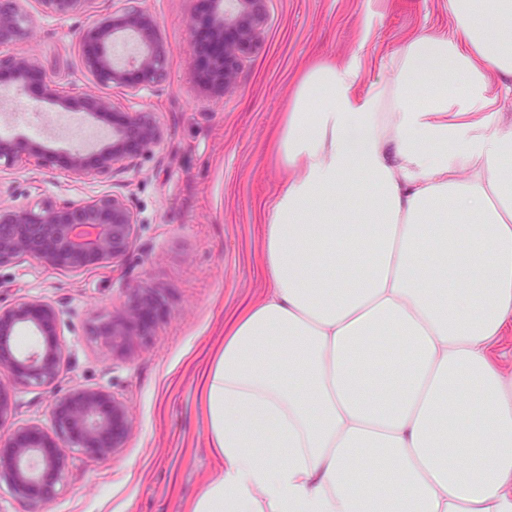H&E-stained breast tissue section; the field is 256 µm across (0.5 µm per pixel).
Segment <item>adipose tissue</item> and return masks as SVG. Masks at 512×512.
I'll return each mask as SVG.
<instances>
[{
	"mask_svg": "<svg viewBox=\"0 0 512 512\" xmlns=\"http://www.w3.org/2000/svg\"><path fill=\"white\" fill-rule=\"evenodd\" d=\"M448 13L365 94L356 56L301 75L186 512H512V0Z\"/></svg>",
	"mask_w": 512,
	"mask_h": 512,
	"instance_id": "adipose-tissue-1",
	"label": "adipose tissue"
}]
</instances>
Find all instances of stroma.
<instances>
[{
  "label": "stroma",
  "instance_id": "stroma-1",
  "mask_svg": "<svg viewBox=\"0 0 512 512\" xmlns=\"http://www.w3.org/2000/svg\"><path fill=\"white\" fill-rule=\"evenodd\" d=\"M157 19L168 50L166 76L153 90L130 97L114 88L117 109L153 112L161 142L138 168L109 177L68 180L71 152L105 139L111 118L66 112L37 101L36 90L0 99V123L22 112L31 120L65 114L69 127L49 125L41 140L49 162L17 163L6 171L0 206L63 204L124 193L139 224L122 260L81 273L20 261L0 266V300L46 299L60 313L65 364L59 390L93 386L128 405L130 434L113 457L89 458L68 449L69 466L56 498L34 505L0 483V512H184L217 474L205 432L199 381L224 326L269 283L259 263L263 224L274 193L288 178L276 164L272 138L300 75L329 59L359 56V92L386 78L380 62L412 34L447 28L448 0H268L261 45L243 61L238 87L214 90L198 73L190 27L200 0H126ZM88 20L37 15L21 46L74 81L77 92L97 93L84 76L73 31ZM164 288L169 310L150 340L131 356L91 336L92 321L124 302L130 284ZM16 423L51 428L53 393L27 384L12 390Z\"/></svg>",
  "mask_w": 512,
  "mask_h": 512
}]
</instances>
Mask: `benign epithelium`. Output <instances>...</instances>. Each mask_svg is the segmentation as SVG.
I'll return each mask as SVG.
<instances>
[{"mask_svg": "<svg viewBox=\"0 0 512 512\" xmlns=\"http://www.w3.org/2000/svg\"><path fill=\"white\" fill-rule=\"evenodd\" d=\"M38 12L59 19L82 15L89 27L75 34L86 74L97 83L121 88L132 97L153 89L167 64L156 18L144 10H105L102 0H0V45L25 41L34 22L28 2ZM210 47L200 64L210 71L211 84L226 94L237 87L243 57L263 37L265 0H210ZM39 87V100L65 110L77 107L89 115H112L111 138L90 152L69 155L64 171L80 182L92 174L132 170L162 139L153 113L119 111L112 97L72 95L32 55L0 56V85ZM50 150L38 141L0 137V161L11 166L23 159L44 161ZM138 218L124 195L110 193L63 205L47 202L38 208L0 207V265L34 260L46 267L79 273L123 259L129 252ZM167 311L165 289L141 283L127 289L123 304L101 317L93 335L112 344V353L127 357L151 335ZM30 328L39 337L34 350L23 353L17 334ZM65 361L59 333V312L48 300L19 297L0 304V371L14 383L53 388ZM11 388L0 382V482L22 499L48 502L66 470L64 443L85 455L105 459L125 447L129 434L126 403L101 387L72 388L55 397L53 432L35 423H13Z\"/></svg>", "mask_w": 512, "mask_h": 512, "instance_id": "obj_1", "label": "benign epithelium"}]
</instances>
